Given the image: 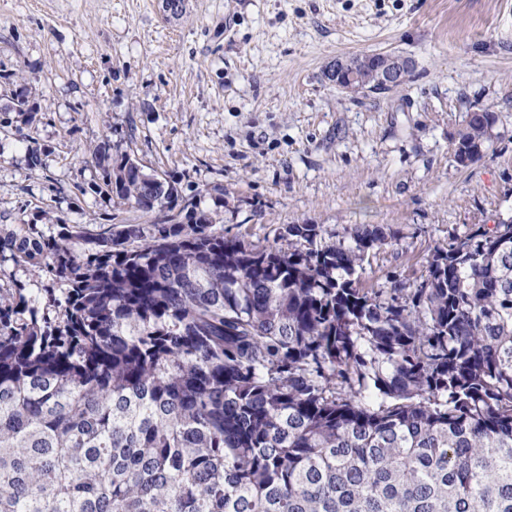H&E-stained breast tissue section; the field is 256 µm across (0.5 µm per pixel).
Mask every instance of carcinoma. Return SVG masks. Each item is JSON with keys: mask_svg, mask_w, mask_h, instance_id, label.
<instances>
[{"mask_svg": "<svg viewBox=\"0 0 512 512\" xmlns=\"http://www.w3.org/2000/svg\"><path fill=\"white\" fill-rule=\"evenodd\" d=\"M99 163L96 192L168 214L0 232L39 284L0 279V512H512V222L374 288L391 228L261 245Z\"/></svg>", "mask_w": 512, "mask_h": 512, "instance_id": "1", "label": "carcinoma"}]
</instances>
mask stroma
Masks as SVG:
<instances>
[{"instance_id": "stroma-1", "label": "stroma", "mask_w": 512, "mask_h": 512, "mask_svg": "<svg viewBox=\"0 0 512 512\" xmlns=\"http://www.w3.org/2000/svg\"><path fill=\"white\" fill-rule=\"evenodd\" d=\"M371 51L410 57L411 77L383 94L326 78ZM477 103L497 122L462 167ZM104 144L228 237L387 225L369 280L414 281L449 236L512 217V0H0V228L153 223L94 192Z\"/></svg>"}]
</instances>
